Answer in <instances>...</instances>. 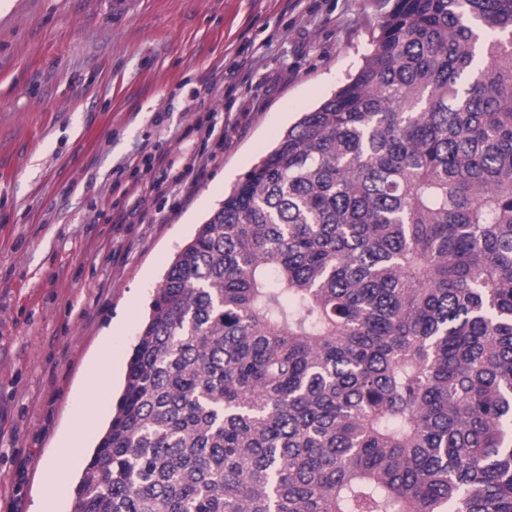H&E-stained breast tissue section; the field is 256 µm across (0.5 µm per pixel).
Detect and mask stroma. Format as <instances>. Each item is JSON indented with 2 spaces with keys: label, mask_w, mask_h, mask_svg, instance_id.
<instances>
[{
  "label": "stroma",
  "mask_w": 512,
  "mask_h": 512,
  "mask_svg": "<svg viewBox=\"0 0 512 512\" xmlns=\"http://www.w3.org/2000/svg\"><path fill=\"white\" fill-rule=\"evenodd\" d=\"M388 9L0 0V512H70L172 257L361 65ZM159 150L187 165L180 181L145 171ZM107 344L94 427L65 450ZM54 459L64 486L52 494Z\"/></svg>",
  "instance_id": "1"
}]
</instances>
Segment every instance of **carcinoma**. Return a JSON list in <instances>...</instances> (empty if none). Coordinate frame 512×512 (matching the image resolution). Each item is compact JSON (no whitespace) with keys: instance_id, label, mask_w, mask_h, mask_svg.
I'll return each mask as SVG.
<instances>
[{"instance_id":"obj_1","label":"carcinoma","mask_w":512,"mask_h":512,"mask_svg":"<svg viewBox=\"0 0 512 512\" xmlns=\"http://www.w3.org/2000/svg\"><path fill=\"white\" fill-rule=\"evenodd\" d=\"M72 512H512V0H394L199 225Z\"/></svg>"}]
</instances>
